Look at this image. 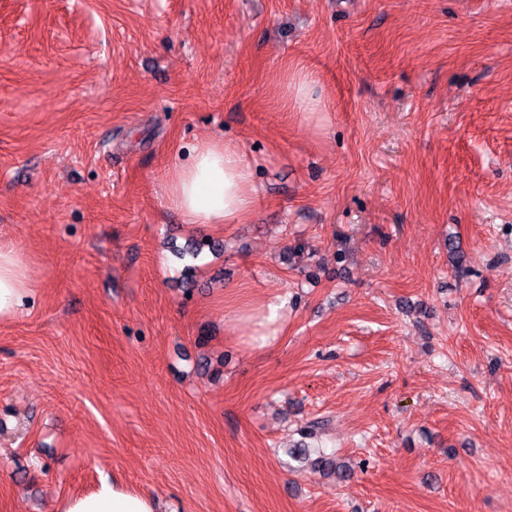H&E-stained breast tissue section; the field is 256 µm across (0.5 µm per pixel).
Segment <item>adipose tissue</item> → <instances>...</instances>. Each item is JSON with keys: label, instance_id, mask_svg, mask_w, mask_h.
<instances>
[{"label": "adipose tissue", "instance_id": "obj_1", "mask_svg": "<svg viewBox=\"0 0 512 512\" xmlns=\"http://www.w3.org/2000/svg\"><path fill=\"white\" fill-rule=\"evenodd\" d=\"M166 197L189 224H240L253 205L252 166L237 144L211 139L193 146L178 163ZM31 296L25 267L13 249L0 244V318L23 312ZM58 512H161L159 499L131 487L102 481L92 493L61 501Z\"/></svg>", "mask_w": 512, "mask_h": 512}]
</instances>
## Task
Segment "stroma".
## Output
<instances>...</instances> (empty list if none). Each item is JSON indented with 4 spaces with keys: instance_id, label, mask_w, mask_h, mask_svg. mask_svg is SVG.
<instances>
[{
    "instance_id": "stroma-1",
    "label": "stroma",
    "mask_w": 512,
    "mask_h": 512,
    "mask_svg": "<svg viewBox=\"0 0 512 512\" xmlns=\"http://www.w3.org/2000/svg\"><path fill=\"white\" fill-rule=\"evenodd\" d=\"M207 139L253 166L245 223L167 202ZM0 242L35 289L0 319V512L112 478L512 512V0H0ZM277 299L257 345L234 312Z\"/></svg>"
}]
</instances>
